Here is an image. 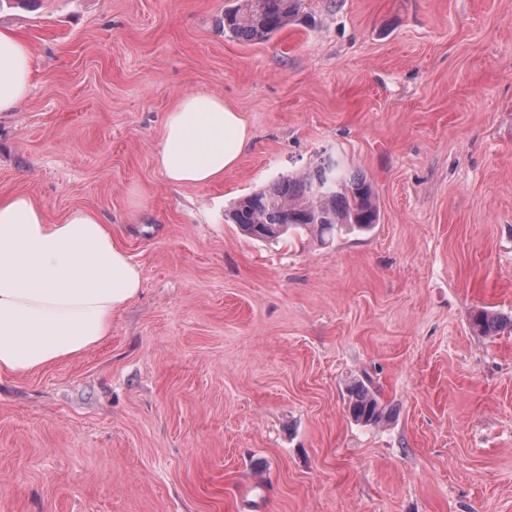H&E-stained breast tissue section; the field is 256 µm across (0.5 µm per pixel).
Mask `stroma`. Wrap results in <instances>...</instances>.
<instances>
[{
  "mask_svg": "<svg viewBox=\"0 0 512 512\" xmlns=\"http://www.w3.org/2000/svg\"><path fill=\"white\" fill-rule=\"evenodd\" d=\"M233 2L0 0L33 50L0 188L98 212L143 274L101 344L0 375V512H512V331L471 323L512 321V0H302L262 44L225 35ZM186 93L252 131L223 181L156 164ZM326 158L379 224H231ZM349 413L357 422L375 424L381 421L383 409L377 396L370 389L357 385L351 392Z\"/></svg>",
  "mask_w": 512,
  "mask_h": 512,
  "instance_id": "obj_1",
  "label": "stroma"
}]
</instances>
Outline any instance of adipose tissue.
Segmentation results:
<instances>
[{
	"mask_svg": "<svg viewBox=\"0 0 512 512\" xmlns=\"http://www.w3.org/2000/svg\"><path fill=\"white\" fill-rule=\"evenodd\" d=\"M32 50L0 29V112L27 97ZM251 143L223 99L183 95L166 113L157 165L174 185L222 181ZM143 286L135 264L94 211L51 222L28 194L0 190V373L23 376L78 357L112 334V318Z\"/></svg>",
	"mask_w": 512,
	"mask_h": 512,
	"instance_id": "ef3b65f1",
	"label": "adipose tissue"
}]
</instances>
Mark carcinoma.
<instances>
[{
	"label": "carcinoma",
	"mask_w": 512,
	"mask_h": 512,
	"mask_svg": "<svg viewBox=\"0 0 512 512\" xmlns=\"http://www.w3.org/2000/svg\"><path fill=\"white\" fill-rule=\"evenodd\" d=\"M301 2L235 0L224 10V32L244 43H264L298 16ZM229 220L244 235L260 241L299 230L315 231L323 240L343 229L370 228L379 222V211L366 178L346 174L337 162L328 160L242 197ZM472 324L485 335L499 327L498 318L483 309L474 314ZM349 413L357 422L375 424L381 421L383 409L370 389L357 385Z\"/></svg>",
	"instance_id": "obj_1"
}]
</instances>
